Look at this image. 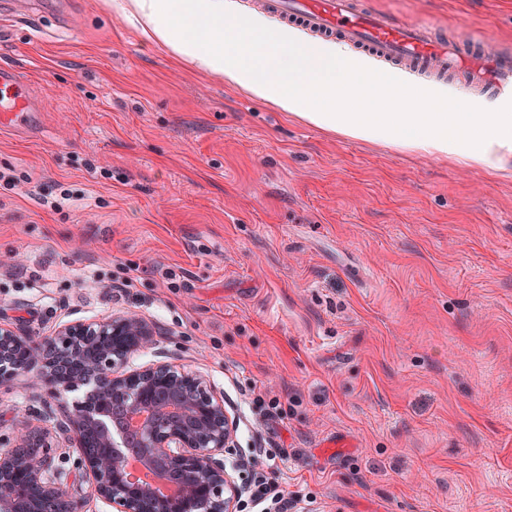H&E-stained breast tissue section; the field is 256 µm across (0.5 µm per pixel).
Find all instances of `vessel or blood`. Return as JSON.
<instances>
[{"instance_id":"b4317fda","label":"vessel or blood","mask_w":512,"mask_h":512,"mask_svg":"<svg viewBox=\"0 0 512 512\" xmlns=\"http://www.w3.org/2000/svg\"><path fill=\"white\" fill-rule=\"evenodd\" d=\"M263 11L319 38H335L377 59L434 81L454 80L480 104L489 91L512 93V49L466 50L462 39L403 23L364 7L362 0H263ZM40 107L19 73L0 69V123L28 126Z\"/></svg>"}]
</instances>
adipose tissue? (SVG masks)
Masks as SVG:
<instances>
[{
  "label": "adipose tissue",
  "instance_id": "obj_1",
  "mask_svg": "<svg viewBox=\"0 0 512 512\" xmlns=\"http://www.w3.org/2000/svg\"><path fill=\"white\" fill-rule=\"evenodd\" d=\"M149 39L180 60L223 75L304 123L353 139L382 140L493 169L512 155V113L474 112L447 94L419 112H388L402 84L351 57L336 43L316 51L287 32L268 31L243 18L224 0H129Z\"/></svg>",
  "mask_w": 512,
  "mask_h": 512
}]
</instances>
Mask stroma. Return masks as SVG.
Wrapping results in <instances>:
<instances>
[{"mask_svg":"<svg viewBox=\"0 0 512 512\" xmlns=\"http://www.w3.org/2000/svg\"><path fill=\"white\" fill-rule=\"evenodd\" d=\"M126 2L0 0V67L42 106L0 129V322L155 321L134 366L202 372L242 451L274 459L249 482L293 512H512V157L307 125L175 60ZM366 2L512 45V0ZM77 398L0 385V440ZM55 455L84 512H111L78 449Z\"/></svg>","mask_w":512,"mask_h":512,"instance_id":"obj_1","label":"stroma"}]
</instances>
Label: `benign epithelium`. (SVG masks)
Listing matches in <instances>:
<instances>
[{
    "label": "benign epithelium",
    "mask_w": 512,
    "mask_h": 512,
    "mask_svg": "<svg viewBox=\"0 0 512 512\" xmlns=\"http://www.w3.org/2000/svg\"><path fill=\"white\" fill-rule=\"evenodd\" d=\"M158 336L134 312L65 324L39 341L0 324L1 383L30 374L81 392L54 429L26 425L0 448V512H83L50 452L59 435L79 449L89 493L112 512H238L250 492L243 473L255 465L238 448L239 415L198 372L167 360L130 367ZM140 416L143 426L129 430ZM121 447L173 478L176 493L161 497L127 481Z\"/></svg>",
    "instance_id": "7a95c632"
}]
</instances>
